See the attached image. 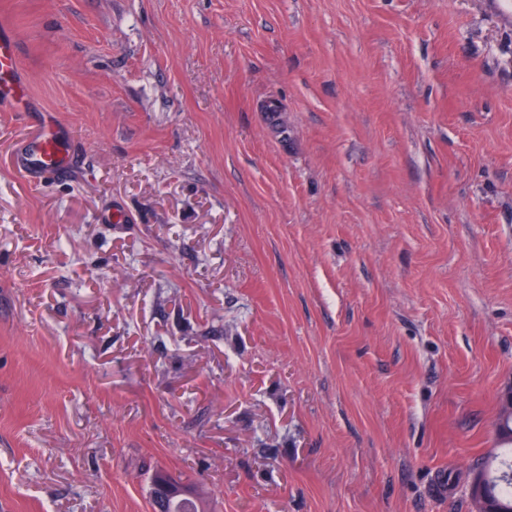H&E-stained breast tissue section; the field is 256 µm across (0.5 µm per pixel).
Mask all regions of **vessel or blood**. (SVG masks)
Masks as SVG:
<instances>
[{
	"label": "vessel or blood",
	"mask_w": 512,
	"mask_h": 512,
	"mask_svg": "<svg viewBox=\"0 0 512 512\" xmlns=\"http://www.w3.org/2000/svg\"><path fill=\"white\" fill-rule=\"evenodd\" d=\"M0 103L13 111L29 114L31 96L26 84L16 81L0 88ZM15 164L34 180L67 172L72 165V155L60 124L44 121L32 126L16 154Z\"/></svg>",
	"instance_id": "b4317fda"
}]
</instances>
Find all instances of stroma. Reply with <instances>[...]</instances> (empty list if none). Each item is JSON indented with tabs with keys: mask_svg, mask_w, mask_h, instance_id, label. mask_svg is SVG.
Listing matches in <instances>:
<instances>
[{
	"mask_svg": "<svg viewBox=\"0 0 512 512\" xmlns=\"http://www.w3.org/2000/svg\"><path fill=\"white\" fill-rule=\"evenodd\" d=\"M493 0H0V512H472L512 381ZM122 204L128 221L104 222ZM20 92H22L20 94ZM0 103L9 106L14 112H22L23 119L30 115L31 96L26 84L17 82L13 78V84L9 87H0ZM30 128L16 154V166L34 180L67 172L72 155L60 124L44 120ZM157 474L159 475L153 483V499L162 506L160 511H174L176 505L183 503L186 501L185 498L190 496L187 487L164 474L156 473L154 477Z\"/></svg>",
	"mask_w": 512,
	"mask_h": 512,
	"instance_id": "1",
	"label": "stroma"
}]
</instances>
